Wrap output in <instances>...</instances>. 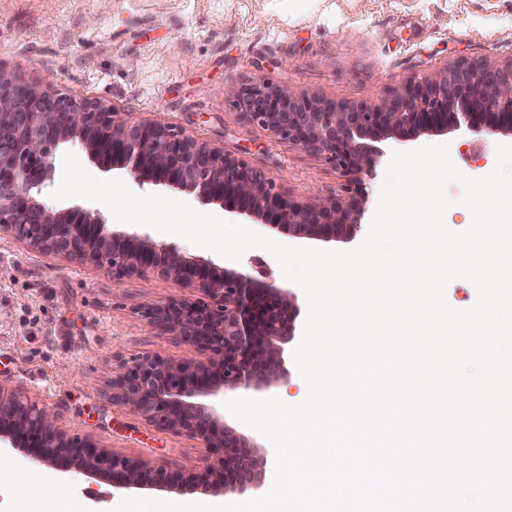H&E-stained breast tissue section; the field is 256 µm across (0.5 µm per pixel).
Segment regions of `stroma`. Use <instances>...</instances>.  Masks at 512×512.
<instances>
[{"label": "stroma", "mask_w": 512, "mask_h": 512, "mask_svg": "<svg viewBox=\"0 0 512 512\" xmlns=\"http://www.w3.org/2000/svg\"><path fill=\"white\" fill-rule=\"evenodd\" d=\"M512 65V0H0V72L77 98L103 102L132 120H156L273 172L300 201L342 196L346 176L322 156L243 122L224 98L255 80L354 105L375 106L411 74L434 75L460 58ZM501 136L462 129L381 143L367 181L374 211L388 156L449 143L457 167L489 174ZM0 377L37 395L61 428L120 456L191 472L207 463L200 441L148 426L112 402L105 369L148 351L188 356L157 332L142 307L179 294L160 277L119 276L28 250L0 233ZM238 270L287 290L303 326L307 303L265 250ZM299 341L279 342L287 383L248 390L295 404L306 385L292 359ZM49 480L57 496L32 487ZM124 491L72 470L23 458L0 473V512H111Z\"/></svg>", "instance_id": "35a3bbf8"}]
</instances>
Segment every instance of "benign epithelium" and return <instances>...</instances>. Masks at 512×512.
Returning a JSON list of instances; mask_svg holds the SVG:
<instances>
[{
	"instance_id": "benign-epithelium-1",
	"label": "benign epithelium",
	"mask_w": 512,
	"mask_h": 512,
	"mask_svg": "<svg viewBox=\"0 0 512 512\" xmlns=\"http://www.w3.org/2000/svg\"><path fill=\"white\" fill-rule=\"evenodd\" d=\"M225 98L247 124L343 171L348 199L295 201L274 176L236 154L158 121L130 122L98 100H77L0 72V228L35 252L110 267L118 275L153 273L193 289L141 310L191 355L145 352L113 363L108 376L112 400L152 426L200 441L213 463L185 475L111 454L88 436L62 430L52 410L2 379L0 450L9 448L34 466L80 470L119 490L243 493L262 482L264 463L202 400L221 404L228 391L286 378L275 342L294 329L298 311L290 294L235 269L189 259L173 244L114 231L86 209L53 208L43 189L59 148L76 142L98 166L124 168L140 184L194 193L298 238L341 241L361 226L366 178L382 155L375 143L463 125L512 135V66L477 59H460L433 76L413 74L376 107L299 96L260 80L228 88Z\"/></svg>"
}]
</instances>
